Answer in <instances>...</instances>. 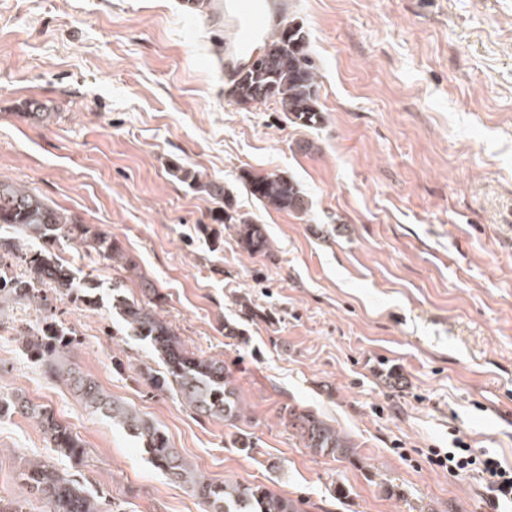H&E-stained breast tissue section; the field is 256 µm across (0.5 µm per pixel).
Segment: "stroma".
Listing matches in <instances>:
<instances>
[{
  "mask_svg": "<svg viewBox=\"0 0 512 512\" xmlns=\"http://www.w3.org/2000/svg\"><path fill=\"white\" fill-rule=\"evenodd\" d=\"M282 2L319 70L317 129L227 96L212 55L223 32L184 0H0V179L122 241L186 347L234 369L243 417L233 428L151 389L139 370L154 355L112 313L116 268L76 246L60 257L100 289L96 307L57 306L81 341L67 363L158 421L211 481L262 483L306 512H494L429 452L459 438L512 463V0ZM33 100L44 118L26 117ZM174 160L223 182L273 256L229 236L212 251L198 227L217 205L169 175ZM271 171L297 181L308 213L247 192L244 173ZM39 317L17 307L0 326V394L80 435L86 464L57 467L122 512H204L26 360L16 330ZM290 406L343 431L354 456L304 448ZM238 430L253 452L234 448ZM50 454L35 419L0 420V496Z\"/></svg>",
  "mask_w": 512,
  "mask_h": 512,
  "instance_id": "35a3bbf8",
  "label": "stroma"
}]
</instances>
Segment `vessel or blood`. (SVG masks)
I'll return each mask as SVG.
<instances>
[{"mask_svg":"<svg viewBox=\"0 0 512 512\" xmlns=\"http://www.w3.org/2000/svg\"><path fill=\"white\" fill-rule=\"evenodd\" d=\"M217 16L223 17L225 30L233 34L231 50L221 51V58L229 55L247 56L256 38L265 36L283 20L284 15L263 5V0H218Z\"/></svg>","mask_w":512,"mask_h":512,"instance_id":"b4317fda","label":"vessel or blood"}]
</instances>
